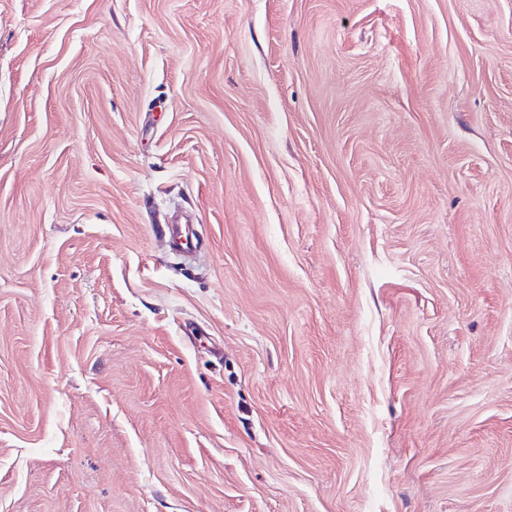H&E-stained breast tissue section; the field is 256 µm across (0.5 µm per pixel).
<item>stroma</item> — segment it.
<instances>
[{"mask_svg": "<svg viewBox=\"0 0 512 512\" xmlns=\"http://www.w3.org/2000/svg\"><path fill=\"white\" fill-rule=\"evenodd\" d=\"M0 512H512V0H0ZM171 250L176 254L190 253L197 245V238L190 224L167 225Z\"/></svg>", "mask_w": 512, "mask_h": 512, "instance_id": "stroma-1", "label": "stroma"}]
</instances>
